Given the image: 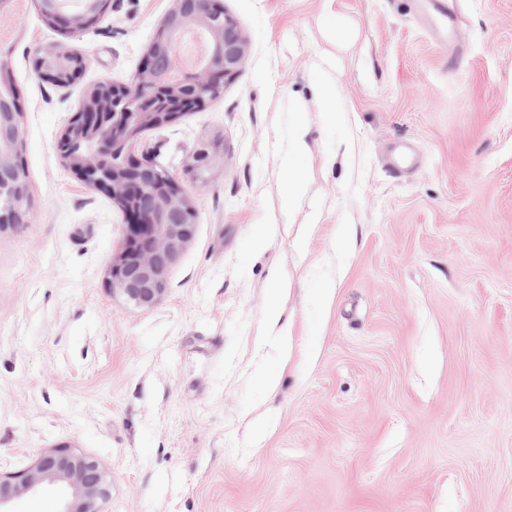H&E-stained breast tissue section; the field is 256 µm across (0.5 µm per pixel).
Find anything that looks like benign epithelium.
Segmentation results:
<instances>
[{"mask_svg":"<svg viewBox=\"0 0 512 512\" xmlns=\"http://www.w3.org/2000/svg\"><path fill=\"white\" fill-rule=\"evenodd\" d=\"M191 13L201 17L204 31L216 36L206 64L179 68L173 56L179 34L161 28L158 37L167 42L161 65L169 71L168 82H160L157 51L148 49L134 83L108 87L107 106L76 113L59 146L75 174L111 196L124 212V238L113 257L108 286L140 308L153 307L165 296L173 267L194 239L195 224L189 220L193 207L184 188L165 167L136 154L135 141L148 128L171 125L202 109L248 56L237 22L216 0H173L166 19ZM35 66L48 80L66 74L57 47L38 50ZM21 114L17 101L0 113V139L21 140ZM222 162L223 155L203 142L193 152L190 168L203 176ZM17 183L9 156L0 155V199L7 201L0 206V228L29 223L30 205L23 202ZM47 480L64 484L59 512H100L99 502L107 496L103 466L61 446L33 468L0 475V512H14L15 500L36 494Z\"/></svg>","mask_w":512,"mask_h":512,"instance_id":"1","label":"benign epithelium"}]
</instances>
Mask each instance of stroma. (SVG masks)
Returning <instances> with one entry per match:
<instances>
[{
	"label": "stroma",
	"mask_w": 512,
	"mask_h": 512,
	"mask_svg": "<svg viewBox=\"0 0 512 512\" xmlns=\"http://www.w3.org/2000/svg\"><path fill=\"white\" fill-rule=\"evenodd\" d=\"M445 2L451 35L430 0H222L244 66L135 146L196 223L150 308L108 288L123 212L57 143L88 86L135 80L172 0L66 36L0 5L32 199L0 231V472L66 445L103 465L101 512H512V0ZM46 46L77 80L37 75ZM204 140L224 162L201 180Z\"/></svg>",
	"instance_id": "obj_1"
}]
</instances>
